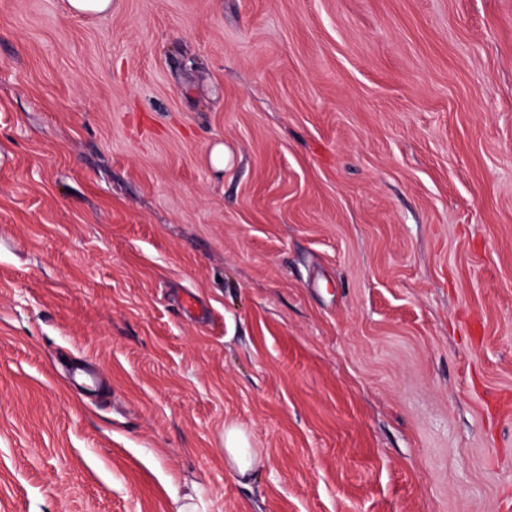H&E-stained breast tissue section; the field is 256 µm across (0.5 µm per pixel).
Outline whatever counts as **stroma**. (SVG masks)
Instances as JSON below:
<instances>
[{
  "label": "stroma",
  "instance_id": "35a3bbf8",
  "mask_svg": "<svg viewBox=\"0 0 512 512\" xmlns=\"http://www.w3.org/2000/svg\"><path fill=\"white\" fill-rule=\"evenodd\" d=\"M199 504L512 512V0H0V512ZM72 15H105L112 10V0H67ZM224 452L229 459L233 461L244 473L253 465V461L258 457V451L249 448L246 439L235 429H225L224 431Z\"/></svg>",
  "mask_w": 512,
  "mask_h": 512
}]
</instances>
